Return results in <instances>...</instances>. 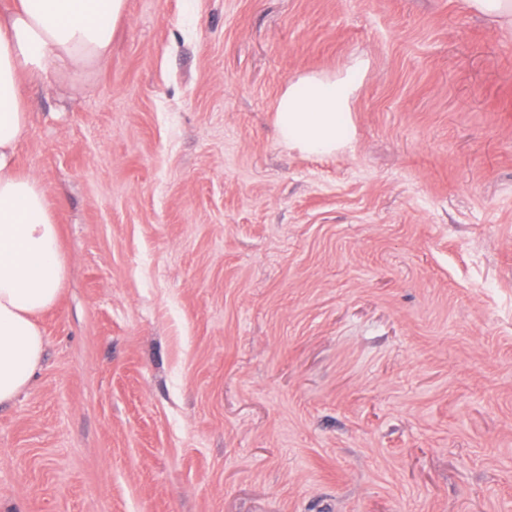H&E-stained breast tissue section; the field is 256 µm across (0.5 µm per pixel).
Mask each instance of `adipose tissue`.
Instances as JSON below:
<instances>
[{
  "instance_id": "1",
  "label": "adipose tissue",
  "mask_w": 512,
  "mask_h": 512,
  "mask_svg": "<svg viewBox=\"0 0 512 512\" xmlns=\"http://www.w3.org/2000/svg\"><path fill=\"white\" fill-rule=\"evenodd\" d=\"M125 9L126 0H14L0 13V404L23 393L39 369V319L56 305L66 274L46 194L17 167L28 124L22 82L98 66ZM365 72L360 60L334 78L290 80L276 105L280 141L316 155L343 150L355 134L350 104Z\"/></svg>"
}]
</instances>
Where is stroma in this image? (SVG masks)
Returning a JSON list of instances; mask_svg holds the SVG:
<instances>
[{"label":"stroma","instance_id":"1","mask_svg":"<svg viewBox=\"0 0 512 512\" xmlns=\"http://www.w3.org/2000/svg\"><path fill=\"white\" fill-rule=\"evenodd\" d=\"M368 64L356 134L289 80ZM67 274L0 512H512V29L464 0H126L25 81ZM366 63L356 61L340 76H301L280 94L275 125L289 148L316 154H336L353 139L351 101L363 83Z\"/></svg>","mask_w":512,"mask_h":512}]
</instances>
